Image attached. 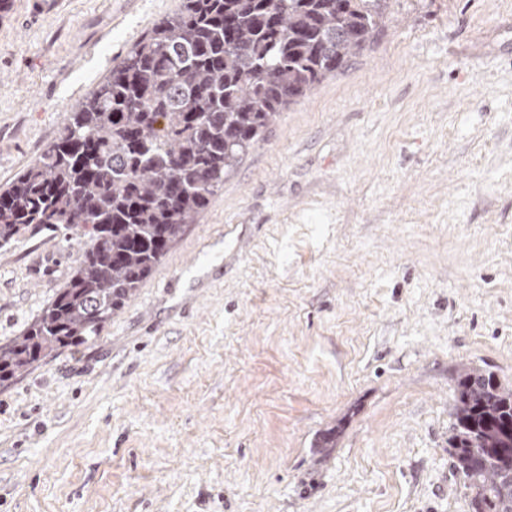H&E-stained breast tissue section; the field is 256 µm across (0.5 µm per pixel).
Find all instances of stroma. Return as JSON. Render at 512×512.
Segmentation results:
<instances>
[{"label":"stroma","instance_id":"1","mask_svg":"<svg viewBox=\"0 0 512 512\" xmlns=\"http://www.w3.org/2000/svg\"><path fill=\"white\" fill-rule=\"evenodd\" d=\"M181 0H0V187ZM79 246L0 248V345ZM512 389V0H389L87 343L0 383V512H472L456 383Z\"/></svg>","mask_w":512,"mask_h":512}]
</instances>
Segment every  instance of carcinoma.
Masks as SVG:
<instances>
[{"instance_id":"obj_1","label":"carcinoma","mask_w":512,"mask_h":512,"mask_svg":"<svg viewBox=\"0 0 512 512\" xmlns=\"http://www.w3.org/2000/svg\"><path fill=\"white\" fill-rule=\"evenodd\" d=\"M387 0H181L0 189V248L28 231L82 244L69 281L0 346V382L99 334L283 110L378 33ZM449 452L474 512H512V389L460 377Z\"/></svg>"}]
</instances>
